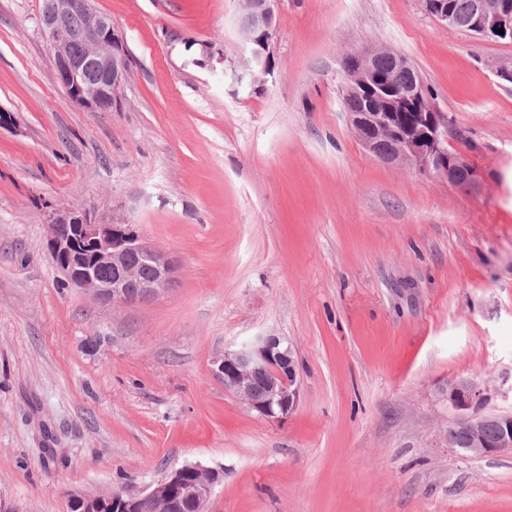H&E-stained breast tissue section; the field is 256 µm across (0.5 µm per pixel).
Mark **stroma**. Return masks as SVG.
Returning a JSON list of instances; mask_svg holds the SVG:
<instances>
[{"label": "stroma", "mask_w": 512, "mask_h": 512, "mask_svg": "<svg viewBox=\"0 0 512 512\" xmlns=\"http://www.w3.org/2000/svg\"><path fill=\"white\" fill-rule=\"evenodd\" d=\"M127 46L116 112L72 103L38 26L0 0V497L70 512L186 463L223 467L208 512H512V450L449 447L451 379L512 412V42L421 0H281L263 86L237 0H94ZM404 56L477 166L461 188L371 156L345 57ZM133 224L177 262L131 305L68 285L48 214ZM270 333L298 363L273 422L214 373Z\"/></svg>", "instance_id": "1"}]
</instances>
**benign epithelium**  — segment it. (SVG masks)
<instances>
[{
    "instance_id": "benign-epithelium-1",
    "label": "benign epithelium",
    "mask_w": 512,
    "mask_h": 512,
    "mask_svg": "<svg viewBox=\"0 0 512 512\" xmlns=\"http://www.w3.org/2000/svg\"><path fill=\"white\" fill-rule=\"evenodd\" d=\"M93 0H46L39 18L55 74L71 101L89 112H113L121 105V90L129 69V52L112 20L92 6ZM280 0H241L249 22L240 26L244 40L253 45L252 57L233 68L237 80L247 77L261 83L269 74L262 60L275 35V14ZM424 9L450 27L465 26L471 32L497 40H512V0H473L469 19L458 20L445 0H423ZM84 15L79 28L66 30L61 19L72 13ZM77 44L81 53L71 46ZM379 51L367 50L347 57L346 90L364 98L360 112L349 121L362 144L384 162L416 165L448 183L469 187L479 180V171L462 155L448 153V122L437 111L418 77L405 87L373 67ZM394 141L389 152L379 143ZM47 250L66 281L100 300L128 305L151 298L170 287L177 272L174 259L147 245L133 225L105 222L94 210L76 205L49 215ZM272 368L261 390L253 374ZM215 375L224 381L247 407L270 421L290 415L299 399L298 369L291 346L271 334H259L240 348L224 353ZM448 407L455 411V425L466 435V452L484 457L512 448V412L485 413L484 388L474 380H450L444 390ZM496 424L494 436L485 434L487 423ZM223 472L186 463L173 469L151 491L134 496L122 494L70 496L72 512H180L183 502L194 512H206L215 485Z\"/></svg>"
}]
</instances>
